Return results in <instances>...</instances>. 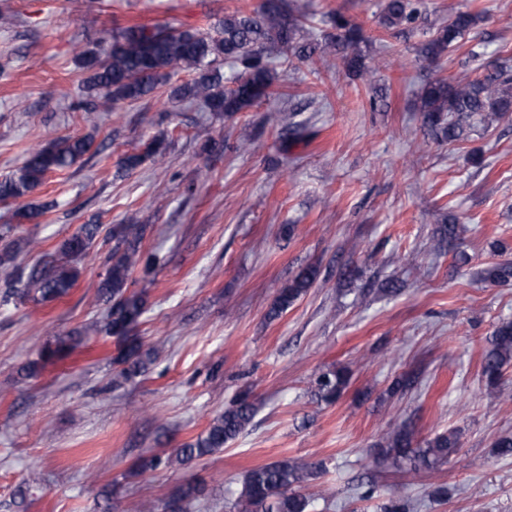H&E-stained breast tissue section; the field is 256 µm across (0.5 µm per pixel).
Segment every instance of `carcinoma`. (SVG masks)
<instances>
[{"instance_id": "cac0c4a2", "label": "carcinoma", "mask_w": 512, "mask_h": 512, "mask_svg": "<svg viewBox=\"0 0 512 512\" xmlns=\"http://www.w3.org/2000/svg\"><path fill=\"white\" fill-rule=\"evenodd\" d=\"M420 16L415 0H384L380 24L387 30H401L414 24ZM480 14L470 10L456 11L446 22L439 24L418 48V54L432 62L448 55L459 40L479 23ZM330 31L319 42H311L310 17L294 11L288 0H263L252 13L234 12L224 15L216 25L215 34L193 29L134 26L112 34V41L102 51L82 50L77 54L86 72L87 93L98 99L100 106L116 111L126 102L151 95L170 82L177 70H188L193 77L173 90L179 100L198 102L211 112L226 115L247 112L255 105L276 95L280 72L272 65V57L281 65L293 59L304 60L320 52L332 55L344 51L347 74L354 80L370 84L375 71L364 61L360 43L364 36L359 26L340 13L328 16ZM482 53L469 51L477 77L450 81L439 77L427 81L418 95V111L422 112L426 130L455 141L471 128L469 120L482 121L512 112V65L506 61L487 69L481 64ZM232 64V73L225 76L220 65ZM93 144L90 137L70 136L33 148L23 165L0 181V200H15L22 205L15 212L20 224H38L47 213L46 204L26 203L46 177L75 165ZM165 156L164 139L155 137L143 144L137 153L126 155L121 166L127 171L151 159L161 161ZM101 225L81 224L60 243L55 252L42 263L32 267L17 263L24 252L38 242L16 233L13 224L0 225V270L4 271L7 289L0 297L52 302L66 296L80 276L78 267L98 237ZM146 226L117 224L112 227L115 246L108 257L106 272L98 282L94 303L106 310L102 321H94L45 344L39 359L27 364L24 372L32 378L44 365L67 358L91 335L113 337L117 355L113 363L120 366L118 377L131 381L144 374L152 364L153 351L145 347L135 329L146 312L147 298L128 289L133 274L141 269L148 273L159 257L141 249ZM313 266L299 270L281 289L271 314L286 311L318 279ZM491 284L512 280V261L496 263L483 272ZM512 365V320L500 322L494 329L481 365V376L487 395L511 397L504 388V371ZM347 385L340 370L321 373L316 379V396L327 404L336 402ZM255 410L247 397H242L224 413L212 420L205 433L187 443L175 453L162 458H143L137 465L141 473L163 464L181 467L214 454L235 440L252 422ZM458 440L453 433H440L421 442L413 440L412 432L399 430L381 444L383 459L392 466L408 471L431 470L455 452ZM322 465L296 459H283L249 469L242 489L235 500V512H310L312 499L302 489L312 480ZM204 497V489L196 482L182 484L164 503L163 512H187Z\"/></svg>"}]
</instances>
